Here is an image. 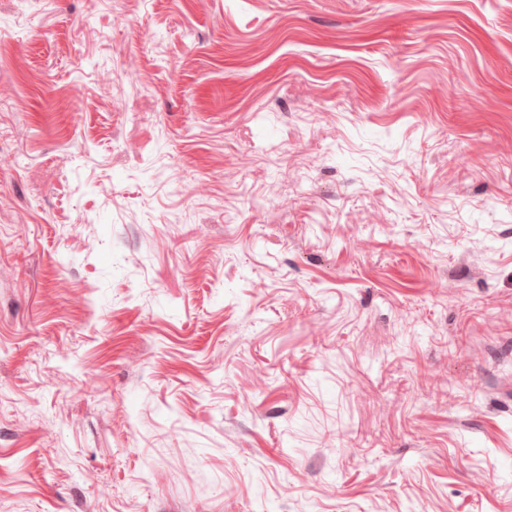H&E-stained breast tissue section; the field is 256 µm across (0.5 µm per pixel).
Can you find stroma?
Here are the masks:
<instances>
[{"label": "stroma", "instance_id": "stroma-1", "mask_svg": "<svg viewBox=\"0 0 512 512\" xmlns=\"http://www.w3.org/2000/svg\"><path fill=\"white\" fill-rule=\"evenodd\" d=\"M512 512V0H0V512Z\"/></svg>", "mask_w": 512, "mask_h": 512}]
</instances>
